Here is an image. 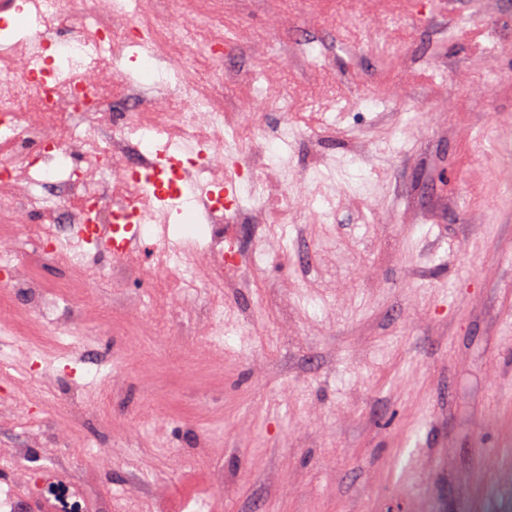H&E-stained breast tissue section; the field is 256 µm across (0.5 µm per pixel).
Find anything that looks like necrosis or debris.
I'll use <instances>...</instances> for the list:
<instances>
[{
    "label": "necrosis or debris",
    "mask_w": 512,
    "mask_h": 512,
    "mask_svg": "<svg viewBox=\"0 0 512 512\" xmlns=\"http://www.w3.org/2000/svg\"><path fill=\"white\" fill-rule=\"evenodd\" d=\"M64 8L85 17L80 32L65 46L53 50L31 36L8 35L0 41L6 47L0 52V214L25 206L36 212L54 209L71 197L83 208L82 214H66L53 232L38 236L30 258L33 274L16 277L14 254L0 250V270L5 273L0 284L24 297L27 307L40 316L36 322L18 319L17 329L44 343L50 340L44 322L64 323L83 287L66 276L45 282L37 267L61 257L72 265L83 264V251L69 239L74 224H111L126 206L149 203L146 185L127 172L150 167V140L163 141L176 156L165 182L173 207L190 210L208 230L198 261L186 260L178 245L165 252L185 290L212 281L211 256L223 255L228 266L236 263L238 254L226 246L224 227L258 222L251 204L267 192L259 179H251L246 201L230 210L220 201L189 208L178 190L188 172L213 184L227 178L224 156L214 150L208 129H223L230 143L239 137L231 114L186 65L195 53L223 51L222 12H213L215 31L200 40L182 20L146 19L114 26L111 15L96 16L91 0H42L39 6L48 14ZM135 45L142 48L143 65L167 60L179 73V81L158 83L149 93L125 81V50ZM76 147L84 162L80 170L65 163L69 150ZM87 167L101 181L115 182L111 197H103L90 185L83 173Z\"/></svg>",
    "instance_id": "necrosis-or-debris-1"
}]
</instances>
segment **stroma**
I'll list each match as a JSON object with an SVG mask.
<instances>
[{"label":"stroma","mask_w":512,"mask_h":512,"mask_svg":"<svg viewBox=\"0 0 512 512\" xmlns=\"http://www.w3.org/2000/svg\"><path fill=\"white\" fill-rule=\"evenodd\" d=\"M225 2L230 51L194 65L244 115L237 167L273 184L262 223L224 227L265 260L186 299L157 233L94 258L48 364L23 299L1 310L0 492L13 512H57L46 481L80 512H512V0Z\"/></svg>","instance_id":"35a3bbf8"}]
</instances>
